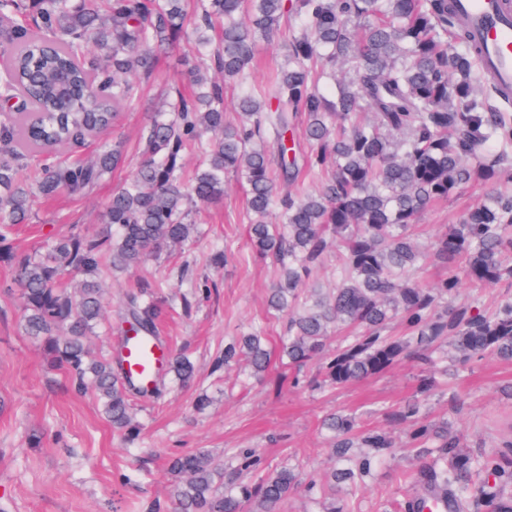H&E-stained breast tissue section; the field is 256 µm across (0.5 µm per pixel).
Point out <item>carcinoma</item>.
I'll list each match as a JSON object with an SVG mask.
<instances>
[{
    "instance_id": "obj_1",
    "label": "carcinoma",
    "mask_w": 512,
    "mask_h": 512,
    "mask_svg": "<svg viewBox=\"0 0 512 512\" xmlns=\"http://www.w3.org/2000/svg\"><path fill=\"white\" fill-rule=\"evenodd\" d=\"M290 15L301 21L297 32H286ZM274 38L288 63L255 84L253 45ZM178 40L202 91L178 92L150 113L143 160L112 193L102 231L14 251L33 191L80 197L121 163L118 142L100 143L88 162L54 151L116 126L137 96L134 73H149L154 53ZM211 69L222 79H207ZM0 75L13 102L0 122V258L13 267L23 332L76 392L95 396L124 441L140 434L134 399L160 389L135 387L117 356L87 349L104 320L96 274L168 257L195 235L193 206L221 202L224 178L234 174L248 187L252 249L278 275L268 306L288 313L280 337L288 368L316 362L317 385L339 388L403 362L424 366L419 394L385 413L416 451L418 465L404 475L420 488L412 497L441 495L457 512H512V418L501 421L498 448L473 456L451 423L424 414L425 397L439 387L434 371L448 372L444 346L459 364L485 355L512 361V297L490 313L457 301L464 279L512 283V190L471 206L425 251L410 232L429 206L473 181L496 184L512 165V91L484 68L455 0H197L192 19L183 0H0ZM226 83L242 90L234 123L224 116ZM300 119L309 149L298 152L288 132ZM30 161L33 184L18 177ZM332 253L336 288L324 293L310 280ZM428 259L448 269L429 288L418 277ZM74 275L78 287H62ZM159 288L143 280L126 294L129 330L156 336L166 311L191 309L187 295L165 305ZM239 361L255 375L268 369L261 333L224 344L218 363ZM169 374L188 385L194 368L175 351ZM321 423L337 462L327 478L288 464L251 483L256 451L223 470L199 449L168 461L173 512H279L296 493L365 485L395 447L387 431L342 413Z\"/></svg>"
}]
</instances>
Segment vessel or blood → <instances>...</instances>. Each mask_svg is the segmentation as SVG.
<instances>
[{"label":"vessel or blood","mask_w":512,"mask_h":512,"mask_svg":"<svg viewBox=\"0 0 512 512\" xmlns=\"http://www.w3.org/2000/svg\"><path fill=\"white\" fill-rule=\"evenodd\" d=\"M456 7L483 46L484 66L499 87L512 89V11L502 0H457ZM123 357L125 374L147 386L167 362L166 350L143 336L130 337Z\"/></svg>","instance_id":"1"}]
</instances>
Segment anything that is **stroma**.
Returning a JSON list of instances; mask_svg holds the SVG:
<instances>
[{
    "instance_id": "1",
    "label": "stroma",
    "mask_w": 512,
    "mask_h": 512,
    "mask_svg": "<svg viewBox=\"0 0 512 512\" xmlns=\"http://www.w3.org/2000/svg\"><path fill=\"white\" fill-rule=\"evenodd\" d=\"M185 53L182 44L170 46L159 52L152 74L139 78L140 97L126 108L115 130L124 163L83 197L60 194L38 202L29 223L18 227L19 250L38 249L74 230L88 235L101 231L113 189L138 165L148 113L157 111L167 95L191 88ZM490 190L478 181L459 189L447 203L418 218L414 237L428 243ZM245 199V185L227 179L223 203L197 207L198 231L187 246L170 258L100 275L112 333L93 339L97 351L109 349L121 336V304L138 281H165L163 294L175 301L197 291L202 281L211 285L208 299L160 327L167 344L189 355L194 382L183 386L166 380L160 399L139 401L134 414L141 434L130 444L113 431L91 394L71 392L64 373L45 365L39 346L23 333L12 269L0 262V512H139L147 502L168 500L169 458L200 448L227 466L240 451L254 448L263 469L297 463L320 476L334 463L320 427L326 412L349 413L362 427L383 429L386 408L415 395L420 372L406 362L329 392L280 385L286 369L276 358L258 376L242 364L218 365L226 342L258 327L268 348L277 349L287 323L285 316L268 310L275 273L251 251ZM219 251L227 254L224 263L209 264V257ZM186 260L194 266L190 279L177 275ZM510 381L512 363L490 356L472 361L429 397L428 415L453 421L463 448L473 455L488 453L499 442V420L512 416V400L501 391ZM203 392L209 404L201 410L196 400ZM34 429L44 434L38 448L28 440ZM415 466L412 449L394 448L366 486L337 491L336 503L350 512H389L391 500L411 493V484L401 475Z\"/></svg>"
}]
</instances>
